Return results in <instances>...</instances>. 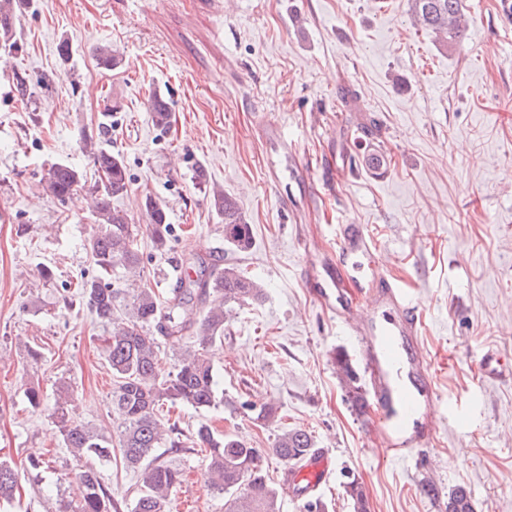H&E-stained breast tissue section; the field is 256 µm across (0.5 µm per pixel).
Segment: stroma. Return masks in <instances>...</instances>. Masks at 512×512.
Instances as JSON below:
<instances>
[{"mask_svg": "<svg viewBox=\"0 0 512 512\" xmlns=\"http://www.w3.org/2000/svg\"><path fill=\"white\" fill-rule=\"evenodd\" d=\"M463 12V47L445 51L413 24L409 0H31L12 60L29 79V102L0 74V456L22 476L0 512H58L80 494L73 457L26 387L50 401L68 388L76 419L108 432L120 423L102 354L111 330L74 302L96 274L89 138L124 158L129 184L113 203L139 230L145 284L167 296L173 264L204 260L237 263L266 291L233 311L213 349L223 403L170 410L184 435L206 423L268 451L282 427L312 432L335 457L320 493L326 512H354L350 474L369 512H442L459 485L476 512H512V377L482 371L487 351L512 359V14L504 0H463ZM98 43L112 45L118 67L97 64ZM156 94L172 109L165 131L149 120ZM368 154L386 168L368 169ZM55 162L83 176L63 202L40 185ZM214 187L245 212L248 252L224 251ZM148 197L172 226L163 252L147 229ZM341 224L375 236L424 315L442 425L414 464L369 440L333 361L354 354L352 341L308 288ZM45 267L53 280L40 277ZM266 404L276 408L267 421L258 417ZM158 454L184 472L166 512H224L203 453ZM100 470L129 512L134 473L118 458ZM428 482L438 497L422 493Z\"/></svg>", "mask_w": 512, "mask_h": 512, "instance_id": "35a3bbf8", "label": "stroma"}]
</instances>
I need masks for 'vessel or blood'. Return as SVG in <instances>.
Here are the masks:
<instances>
[{"label":"vessel or blood","instance_id":"vessel-or-blood-1","mask_svg":"<svg viewBox=\"0 0 512 512\" xmlns=\"http://www.w3.org/2000/svg\"><path fill=\"white\" fill-rule=\"evenodd\" d=\"M376 248L364 227L345 225L336 239V264L344 271L353 256L373 255ZM374 273L376 282L370 286L342 272L331 287L315 291L314 297L326 308L344 310V324L368 380L363 415L369 434L385 447L389 458L405 461L414 450L430 447L439 432L433 414L438 401L432 384L434 367L419 341L421 312L383 266H375ZM366 301L387 307V314L369 316L362 307ZM334 466L327 450L314 449L300 465L285 471L284 489L296 499L316 494L327 484Z\"/></svg>","mask_w":512,"mask_h":512}]
</instances>
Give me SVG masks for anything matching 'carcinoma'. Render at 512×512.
I'll return each instance as SVG.
<instances>
[{"label":"carcinoma","instance_id":"1","mask_svg":"<svg viewBox=\"0 0 512 512\" xmlns=\"http://www.w3.org/2000/svg\"><path fill=\"white\" fill-rule=\"evenodd\" d=\"M30 0H0V64L21 49L14 21ZM414 22L432 33L446 49L461 46L464 39L462 0H410ZM105 68L119 64L109 45L93 49ZM155 127L171 125L168 103L153 96L148 107ZM97 171L107 177L96 188L97 229L87 240L99 276L81 285V301L101 324L112 325V335L104 338L103 352L112 369V411L121 419L114 434L107 435L75 420L68 409L69 392L61 390L49 412L59 428L63 443L80 462L77 479L82 487L78 502L66 503L61 512H112L117 505L103 487L96 461H108L119 451L126 467L136 473L139 495L132 512H165L166 503L182 483L177 466L158 459L159 448H182L176 424L163 421L165 404L206 410L220 403L213 347L224 338L227 314L235 306L260 302L263 285L237 264L222 268L202 261L175 285L172 296L159 302L155 291L141 284V257L132 218L112 206V198L127 191L128 172L120 153L85 144ZM45 192L65 201L81 189V176L72 166L57 162L41 178ZM211 210L224 224V245L236 253L252 245V225L236 198L222 190L209 193ZM144 207L149 215V233L154 248L164 251L171 232L162 204L148 197ZM181 346L174 369L162 372L161 344L154 331ZM336 374L347 388L348 398L361 409L364 392L349 356L338 351L334 357ZM192 443L206 452L207 486L224 495V512H280L281 488L266 475L264 451L252 448L231 434H217L200 425ZM316 447L312 434L290 428L277 435L271 452L289 467L295 466ZM20 475L0 458V499H12ZM346 493L354 512H367L368 499L362 482L354 477L346 483ZM444 512H474L470 492L458 486L448 492Z\"/></svg>","mask_w":512,"mask_h":512}]
</instances>
